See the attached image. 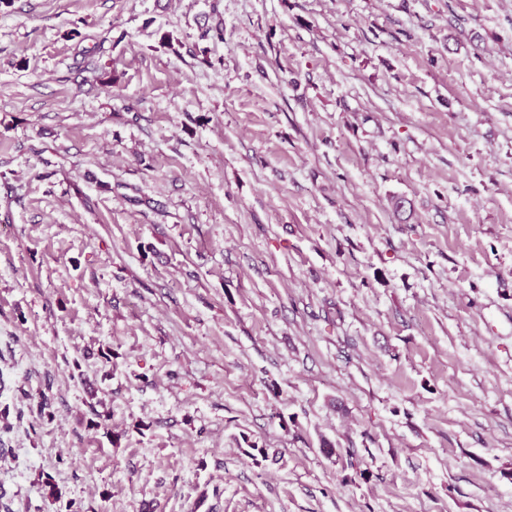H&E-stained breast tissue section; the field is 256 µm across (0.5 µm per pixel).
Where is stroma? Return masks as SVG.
I'll return each instance as SVG.
<instances>
[{
	"label": "stroma",
	"mask_w": 512,
	"mask_h": 512,
	"mask_svg": "<svg viewBox=\"0 0 512 512\" xmlns=\"http://www.w3.org/2000/svg\"><path fill=\"white\" fill-rule=\"evenodd\" d=\"M0 445L13 512H512V0H0Z\"/></svg>",
	"instance_id": "35a3bbf8"
}]
</instances>
